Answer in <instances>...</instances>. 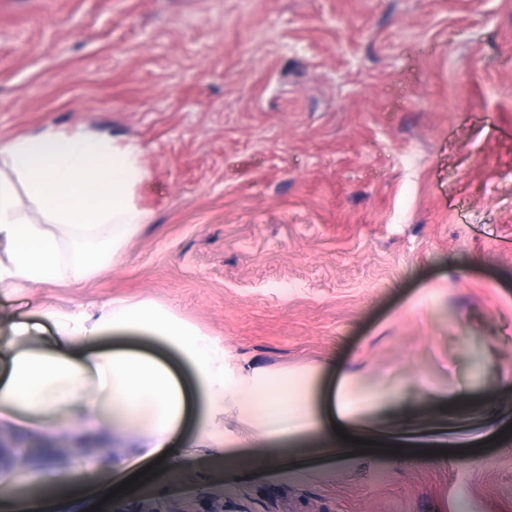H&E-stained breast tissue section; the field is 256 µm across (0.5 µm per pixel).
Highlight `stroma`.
<instances>
[{
	"mask_svg": "<svg viewBox=\"0 0 512 512\" xmlns=\"http://www.w3.org/2000/svg\"><path fill=\"white\" fill-rule=\"evenodd\" d=\"M48 126L134 141L146 221L0 311L153 299L253 367L399 393L356 418L380 452L199 448L111 512H512V0H0V139ZM4 436L0 498L128 475L108 434Z\"/></svg>",
	"mask_w": 512,
	"mask_h": 512,
	"instance_id": "35a3bbf8",
	"label": "stroma"
}]
</instances>
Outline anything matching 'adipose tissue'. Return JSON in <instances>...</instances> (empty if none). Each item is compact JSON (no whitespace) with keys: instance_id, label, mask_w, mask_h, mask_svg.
I'll return each instance as SVG.
<instances>
[{"instance_id":"ef3b65f1","label":"adipose tissue","mask_w":512,"mask_h":512,"mask_svg":"<svg viewBox=\"0 0 512 512\" xmlns=\"http://www.w3.org/2000/svg\"><path fill=\"white\" fill-rule=\"evenodd\" d=\"M146 170L142 151L111 134L47 127L0 140V295L66 285L80 288L111 270L145 219L134 201ZM52 334L32 344L31 334ZM130 339L172 351L192 375L184 387L163 359L127 347ZM317 369L275 376L231 354L174 307L143 299L87 306L44 305L35 322L0 319V427L40 431L82 421L112 430L136 448V461L170 472L167 452L197 406L194 447L261 448L314 435L343 440L362 400L347 372L317 406ZM238 422L225 431L221 419Z\"/></svg>"}]
</instances>
